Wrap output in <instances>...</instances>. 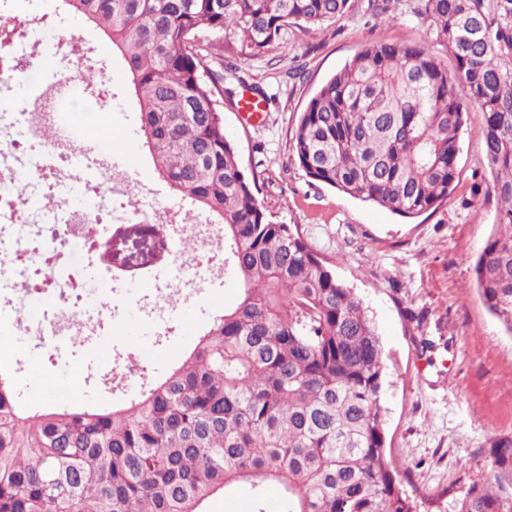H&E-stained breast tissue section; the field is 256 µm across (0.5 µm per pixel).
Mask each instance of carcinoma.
I'll use <instances>...</instances> for the list:
<instances>
[{
    "label": "carcinoma",
    "instance_id": "cac0c4a2",
    "mask_svg": "<svg viewBox=\"0 0 512 512\" xmlns=\"http://www.w3.org/2000/svg\"><path fill=\"white\" fill-rule=\"evenodd\" d=\"M62 2L124 57L144 146L170 190L224 229V274L240 300L165 375L110 405L30 408L0 372V512H204L220 490H243L265 512L271 487L281 512H413L385 453L377 330L298 230L259 203L220 108L235 94L224 83L243 80L210 52L216 40L230 57L259 58L352 0ZM367 9L417 19L424 38L367 43L323 83L296 124V161L340 193L415 218L454 193L464 113L480 108L498 209L474 273L512 335V0ZM488 455L450 512H512V436Z\"/></svg>",
    "mask_w": 512,
    "mask_h": 512
}]
</instances>
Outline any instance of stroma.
Segmentation results:
<instances>
[{"label":"stroma","mask_w":512,"mask_h":512,"mask_svg":"<svg viewBox=\"0 0 512 512\" xmlns=\"http://www.w3.org/2000/svg\"><path fill=\"white\" fill-rule=\"evenodd\" d=\"M59 5L13 0L0 12L14 16L27 34L52 15L74 48L64 63L68 70L87 52L110 61L116 93L111 108L119 127L131 126L137 114L122 57L102 31ZM422 32L417 20L388 22L358 4L333 23L290 30L265 56L237 62L241 78L267 96L261 123L243 124L228 102L223 117L241 167L257 175V198L267 213L296 226L367 309L388 367L382 397L387 454L416 512H445L450 491L486 473L491 441L512 435V337L482 303L473 271L497 209L494 195L471 193L484 168L478 137L484 114L472 106L465 116L455 193L412 219L312 180L292 154L298 117L326 79L368 42L414 43ZM295 67L305 71L304 81L288 79ZM125 150L153 195L146 219L159 211H190L189 202L170 193L141 140L127 141ZM239 295L238 286L224 280L222 287L205 289L195 319H180L163 343L147 349L133 338L121 346L156 374L188 348L216 309L234 306Z\"/></svg>","instance_id":"stroma-1"}]
</instances>
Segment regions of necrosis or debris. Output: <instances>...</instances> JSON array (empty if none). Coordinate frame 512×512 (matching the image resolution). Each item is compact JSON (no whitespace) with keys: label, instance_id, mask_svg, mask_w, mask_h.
I'll list each match as a JSON object with an SVG mask.
<instances>
[{"label":"necrosis or debris","instance_id":"4bbe7bcc","mask_svg":"<svg viewBox=\"0 0 512 512\" xmlns=\"http://www.w3.org/2000/svg\"><path fill=\"white\" fill-rule=\"evenodd\" d=\"M72 87L71 74L54 73L52 81L31 98L30 110L0 112V243L12 240L17 258L24 261L18 275L9 278L5 261L0 258V337L8 339L22 330L35 333L40 347L54 363L72 360L69 337L99 341L118 335L123 303L103 296L92 299L84 290L89 278L105 275L106 265L97 259L73 265L70 253L75 246L90 251L94 241L106 236L113 196L125 197L133 207L139 194L138 187L132 185L119 189L96 178L74 180L72 146L64 139L52 143L45 140V126L54 123L59 105L70 96ZM20 176L31 181L34 194L50 191L61 197L63 206L57 221L15 223L8 202L12 185ZM75 195L83 197L84 203L69 207L68 200ZM223 274V266L175 256L164 286L156 288L153 296L141 304L155 327L156 341H163L168 334L166 321L174 309L191 303L202 284L218 280ZM39 278L57 291L72 318L70 325L58 324L51 312L31 318L23 328L13 320L19 292Z\"/></svg>","mask_w":512,"mask_h":512}]
</instances>
